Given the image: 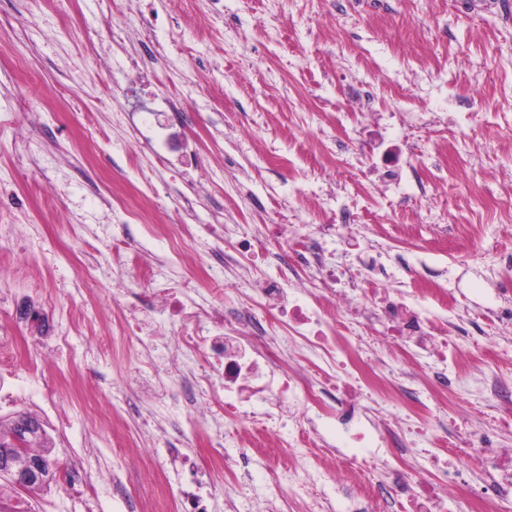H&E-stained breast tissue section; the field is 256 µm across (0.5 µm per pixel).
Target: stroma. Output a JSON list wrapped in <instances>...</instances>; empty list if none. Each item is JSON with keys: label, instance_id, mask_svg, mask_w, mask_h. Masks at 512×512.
Listing matches in <instances>:
<instances>
[{"label": "stroma", "instance_id": "35a3bbf8", "mask_svg": "<svg viewBox=\"0 0 512 512\" xmlns=\"http://www.w3.org/2000/svg\"><path fill=\"white\" fill-rule=\"evenodd\" d=\"M133 95L161 110L169 150L128 151ZM354 204L350 238L318 234ZM511 208L512 0H0V229L13 232L0 243V349L17 368L0 428L34 415L58 471L77 460L113 476L81 494L55 479L8 506L173 512L170 488L190 480L181 457L224 453L237 478L216 473L210 512L231 496L239 512H303L280 481L288 429L326 445L315 467L369 459L335 420L291 407L265 450L244 430L211 447L214 422L181 432L175 409L157 424L176 349L112 337L143 289L128 245L162 264L170 225H184L196 241L181 275L230 321L287 275L283 254L241 260L217 285L208 272L277 224L359 276L354 304L418 280L444 290L470 362L449 367L429 403L435 436L406 462L431 471L464 414L504 464L449 466L447 512H489L477 491L512 480V421L481 390L489 374L512 379V325L483 319L512 285Z\"/></svg>", "mask_w": 512, "mask_h": 512}]
</instances>
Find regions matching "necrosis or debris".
<instances>
[{
  "mask_svg": "<svg viewBox=\"0 0 512 512\" xmlns=\"http://www.w3.org/2000/svg\"><path fill=\"white\" fill-rule=\"evenodd\" d=\"M144 295L151 300L153 323L128 314L120 334L135 336L139 345L173 340L184 358L202 359L199 370L185 374L189 391L185 394L184 419L195 424L205 415H224L237 422H249L276 429L283 405L314 409L316 416L347 423L363 412L364 397L375 403L399 394L384 371L373 369L358 350H346L345 342L355 335V319L387 323V340L395 346L414 342L440 365L463 363L452 339L439 335L434 321L413 298L373 296L369 311H362L348 295L335 290L303 301L288 289L284 280H270L260 290L259 314L251 315L246 327L225 325L221 318L206 311L192 295L189 286L162 277L153 268L141 271ZM288 341L301 345L316 359L320 375L335 388L331 400H323L309 378L288 374L269 347ZM428 408L418 403L395 418L394 428L381 431L373 456L383 459L400 512H441L440 505L455 488L428 475L408 473L403 460L409 448L426 440L430 431L424 422ZM288 445L296 454L293 468L286 471L288 484L309 479L318 484L329 480L343 485L344 469L326 473L313 469L306 441L299 432L288 434Z\"/></svg>",
  "mask_w": 512,
  "mask_h": 512,
  "instance_id": "necrosis-or-debris-1",
  "label": "necrosis or debris"
}]
</instances>
